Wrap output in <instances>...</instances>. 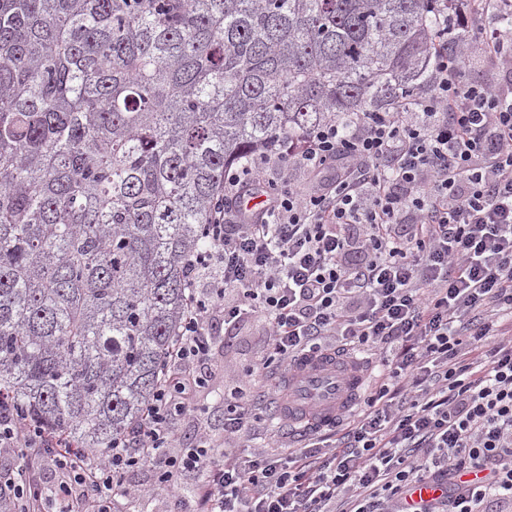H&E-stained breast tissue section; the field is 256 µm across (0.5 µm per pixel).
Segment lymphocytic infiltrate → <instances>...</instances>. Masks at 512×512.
Here are the masks:
<instances>
[{"label": "lymphocytic infiltrate", "instance_id": "lymphocytic-infiltrate-1", "mask_svg": "<svg viewBox=\"0 0 512 512\" xmlns=\"http://www.w3.org/2000/svg\"><path fill=\"white\" fill-rule=\"evenodd\" d=\"M479 37L502 71L497 85L459 79L465 56L436 55L431 90L409 105L363 112L351 129L313 131L301 155L257 152L228 170L207 235L189 259V314L147 421L113 447L58 444L49 489L14 484L25 512H112L132 469H158L180 497L201 476L199 512H400L402 495L430 469L461 475L448 512L512 510V0H483ZM337 161L334 182L304 191L294 173ZM262 193L259 209L244 205ZM235 292L236 302L226 300ZM266 324L269 355L250 371L262 383L224 387V434L198 427L197 450L161 458L177 439L174 416L195 412L193 389L213 374L212 327L243 316ZM395 347L390 372L343 423L326 461L225 455L248 431L252 408L273 405L277 380L305 353ZM43 434L0 409V451L42 448Z\"/></svg>", "mask_w": 512, "mask_h": 512}]
</instances>
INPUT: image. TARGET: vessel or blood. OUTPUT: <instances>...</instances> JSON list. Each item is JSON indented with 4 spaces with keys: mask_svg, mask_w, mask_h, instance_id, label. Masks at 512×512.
<instances>
[{
    "mask_svg": "<svg viewBox=\"0 0 512 512\" xmlns=\"http://www.w3.org/2000/svg\"><path fill=\"white\" fill-rule=\"evenodd\" d=\"M369 372L366 358L347 352L298 357L276 411L298 438L323 432L359 407Z\"/></svg>",
    "mask_w": 512,
    "mask_h": 512,
    "instance_id": "b4317fda",
    "label": "vessel or blood"
}]
</instances>
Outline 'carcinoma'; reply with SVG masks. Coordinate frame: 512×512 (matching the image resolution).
<instances>
[{
  "label": "carcinoma",
  "instance_id": "1",
  "mask_svg": "<svg viewBox=\"0 0 512 512\" xmlns=\"http://www.w3.org/2000/svg\"><path fill=\"white\" fill-rule=\"evenodd\" d=\"M455 0H0V399L146 421L224 173L429 82Z\"/></svg>",
  "mask_w": 512,
  "mask_h": 512
}]
</instances>
